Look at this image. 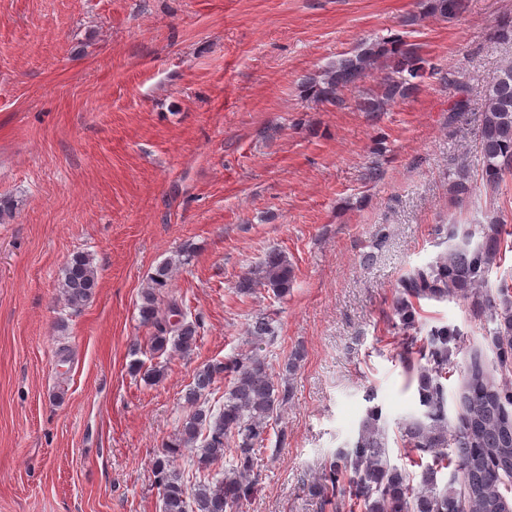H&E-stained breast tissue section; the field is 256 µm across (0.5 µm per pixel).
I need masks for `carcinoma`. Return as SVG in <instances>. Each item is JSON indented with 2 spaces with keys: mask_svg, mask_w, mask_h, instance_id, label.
Listing matches in <instances>:
<instances>
[{
  "mask_svg": "<svg viewBox=\"0 0 512 512\" xmlns=\"http://www.w3.org/2000/svg\"><path fill=\"white\" fill-rule=\"evenodd\" d=\"M426 12L444 17L463 10V0H425ZM381 72L377 87L358 103L362 112H386L419 89L424 80L440 73L422 56L419 47L400 38L365 41L353 52L329 62L321 71L301 82L304 96L317 102L341 106L342 92L357 85L373 72ZM479 151L481 179L491 190L512 176V64L489 86L485 94ZM473 183L464 164L448 171V194L456 200L472 195ZM481 241L471 245V235H458L448 225V250L433 262L417 267L401 278L395 289L393 309L402 329L415 328V314L423 299L456 296L470 301L484 321L495 324L490 331L497 350L500 370H512V284L504 281L497 293L483 290L485 275L500 259L505 225L496 221L478 224ZM172 265H160L150 278L140 306L142 323L151 327L150 348L185 355L199 338V324L187 320V313L172 300L159 313L156 293L169 287ZM295 272L280 250L269 251L246 272L238 292L250 294L263 289L273 296L288 295ZM98 284L92 259L83 253L72 256L62 270L60 297L65 306L86 305ZM253 350L240 357L204 365L185 394L190 413L165 445L163 457L154 462L162 492L163 512H238L253 493L258 474L254 471L256 450L268 440L270 429L293 400L290 377L302 360L292 352L274 375L272 364L261 354L273 344L274 331L268 320L256 318L247 329ZM458 332L447 326L431 328L420 347L407 342L404 360L408 370L415 360L427 367L418 374V394L425 408L423 418L405 424L404 447L429 453L433 460L423 467L420 486L409 475L390 466L386 457L387 434L378 424V411L363 421L353 447L330 463L313 485L323 505L331 512H500L512 495V380H501L485 369L477 356L471 360L459 401L461 416L455 427L448 426V361ZM229 379V390L218 411L203 408L201 397L218 378ZM200 448L191 480L169 471L170 459L184 448ZM234 464L224 467L226 452ZM453 468L461 481L450 479L445 489H436V474ZM460 488H455V483Z\"/></svg>",
  "mask_w": 512,
  "mask_h": 512,
  "instance_id": "cac0c4a2",
  "label": "carcinoma"
}]
</instances>
